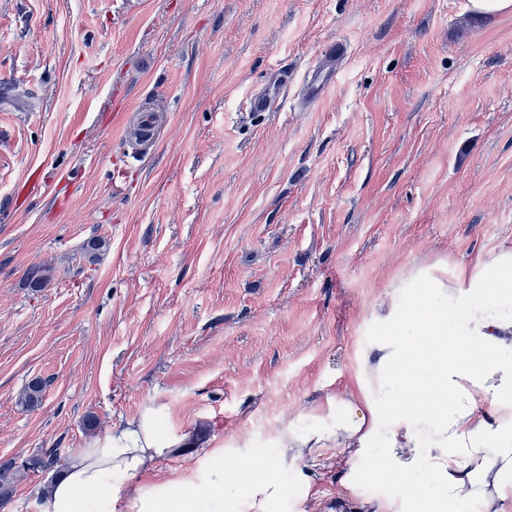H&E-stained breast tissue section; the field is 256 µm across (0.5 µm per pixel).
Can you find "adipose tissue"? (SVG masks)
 <instances>
[{"label":"adipose tissue","instance_id":"ef3b65f1","mask_svg":"<svg viewBox=\"0 0 512 512\" xmlns=\"http://www.w3.org/2000/svg\"><path fill=\"white\" fill-rule=\"evenodd\" d=\"M466 316L448 327V306ZM378 332L353 387L288 416L268 446L202 441L206 464L162 471L187 434L150 404L74 451L45 484L44 512H512V245L468 265L408 268L373 304ZM371 479L396 494H363ZM132 486L128 496L120 490Z\"/></svg>","mask_w":512,"mask_h":512}]
</instances>
